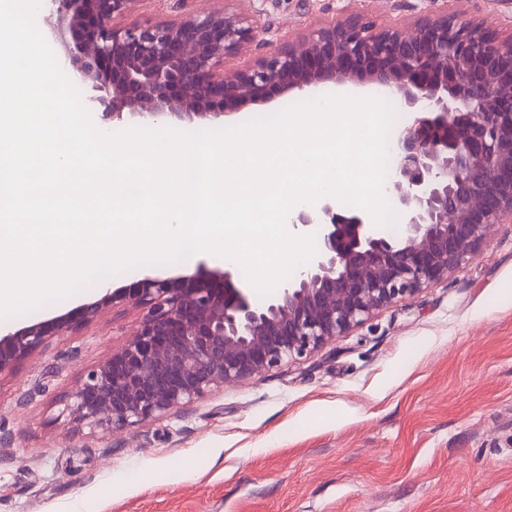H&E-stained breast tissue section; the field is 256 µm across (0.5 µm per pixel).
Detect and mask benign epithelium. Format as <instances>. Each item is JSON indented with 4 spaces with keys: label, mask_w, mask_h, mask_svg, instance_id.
<instances>
[{
    "label": "benign epithelium",
    "mask_w": 512,
    "mask_h": 512,
    "mask_svg": "<svg viewBox=\"0 0 512 512\" xmlns=\"http://www.w3.org/2000/svg\"><path fill=\"white\" fill-rule=\"evenodd\" d=\"M55 34L90 107L106 120L171 117L197 124L245 105L320 87L370 86L410 114L390 181L402 218L385 235L358 210L324 197L294 210L317 252L270 299L233 284L237 270L146 276L54 321L0 334V376L110 306L143 310L130 340L88 370L65 411L77 428L131 430L323 347L375 311L472 259L512 222V38L446 13L403 29L359 15L320 26L252 65L225 59L261 38L255 18L224 8L159 23L112 20L137 0H48Z\"/></svg>",
    "instance_id": "7a95c632"
}]
</instances>
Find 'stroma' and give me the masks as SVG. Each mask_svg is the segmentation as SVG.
Returning a JSON list of instances; mask_svg holds the SVG:
<instances>
[{"label": "stroma", "instance_id": "obj_1", "mask_svg": "<svg viewBox=\"0 0 512 512\" xmlns=\"http://www.w3.org/2000/svg\"><path fill=\"white\" fill-rule=\"evenodd\" d=\"M223 7L268 37L230 68L352 15L401 28L446 12L512 35V0H139L132 17ZM201 262L216 264L200 254L135 268L0 319V331ZM140 316L107 308L0 378V512H512V223L447 277L306 356L128 432L75 430L65 396Z\"/></svg>", "mask_w": 512, "mask_h": 512}]
</instances>
